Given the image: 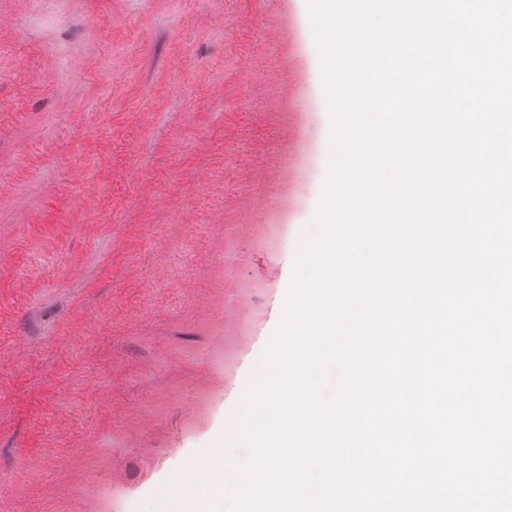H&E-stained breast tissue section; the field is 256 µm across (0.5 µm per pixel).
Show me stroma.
<instances>
[{"mask_svg":"<svg viewBox=\"0 0 512 512\" xmlns=\"http://www.w3.org/2000/svg\"><path fill=\"white\" fill-rule=\"evenodd\" d=\"M45 7L70 24L0 0V512H105L158 455L211 469L214 402L262 360L213 364L227 284L265 283L242 298L259 315L293 276L331 116L289 0ZM274 220L282 248L246 236Z\"/></svg>","mask_w":512,"mask_h":512,"instance_id":"obj_1","label":"stroma"}]
</instances>
